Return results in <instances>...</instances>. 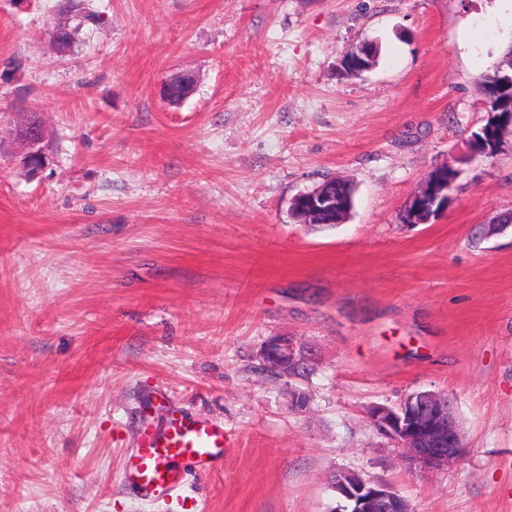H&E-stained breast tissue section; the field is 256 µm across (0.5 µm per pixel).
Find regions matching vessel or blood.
Wrapping results in <instances>:
<instances>
[{
  "label": "vessel or blood",
  "mask_w": 512,
  "mask_h": 512,
  "mask_svg": "<svg viewBox=\"0 0 512 512\" xmlns=\"http://www.w3.org/2000/svg\"><path fill=\"white\" fill-rule=\"evenodd\" d=\"M224 449L223 426L177 408L163 428H140L121 479L136 487L142 499L163 500L182 489L181 464H192L203 474L218 471Z\"/></svg>",
  "instance_id": "obj_1"
}]
</instances>
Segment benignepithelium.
I'll return each mask as SVG.
<instances>
[{
  "mask_svg": "<svg viewBox=\"0 0 512 512\" xmlns=\"http://www.w3.org/2000/svg\"><path fill=\"white\" fill-rule=\"evenodd\" d=\"M194 90L193 79L186 73L172 75L163 86L164 100L172 104L178 97L188 98ZM20 158L31 169L39 170L45 156L43 133L36 118L16 131ZM472 157H491L500 149V134L486 128L471 137ZM448 206V166L435 168L410 201L413 224H428ZM290 215L301 224H339L345 209L327 192L312 189L295 196ZM258 357L262 370L289 381L295 373L315 360L311 348L295 336L268 338ZM372 426L393 441L403 462L424 469L446 470L457 464L466 448L458 419L448 396L418 391L397 405L375 404L368 408ZM329 486L346 506L338 512H413L410 503L390 483L378 478H362L339 468L329 477Z\"/></svg>",
  "mask_w": 512,
  "mask_h": 512,
  "instance_id": "7a95c632",
  "label": "benign epithelium"
}]
</instances>
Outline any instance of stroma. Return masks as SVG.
Segmentation results:
<instances>
[{
	"instance_id": "1",
	"label": "stroma",
	"mask_w": 512,
	"mask_h": 512,
	"mask_svg": "<svg viewBox=\"0 0 512 512\" xmlns=\"http://www.w3.org/2000/svg\"><path fill=\"white\" fill-rule=\"evenodd\" d=\"M365 41L376 65L338 77ZM511 43L512 0H0V512H337L340 467L416 512H512V225L484 232L512 212V128L467 155ZM454 161L447 209L405 223ZM329 177L349 219L296 223ZM283 334L317 352L304 413L256 358ZM425 390L467 448L442 472L367 418ZM174 407L223 425L224 468L150 503L120 472ZM194 90L193 79L189 74L177 73L172 75L163 86V97L168 104H178L188 98ZM178 91V95L173 93ZM176 98H182L175 102ZM16 139L20 147L19 157L31 169L38 171L43 164L45 156L43 147V133L40 124L32 117L25 125L16 131ZM494 127L492 126L488 131L485 127H482L478 133L472 135L470 141L477 145L483 144L485 140H489L490 143H484L485 148L483 149H475L469 143V152L473 158L482 156V157H491L496 156L500 149L501 137L499 132L497 134L493 133ZM488 134V135H487Z\"/></svg>"
}]
</instances>
